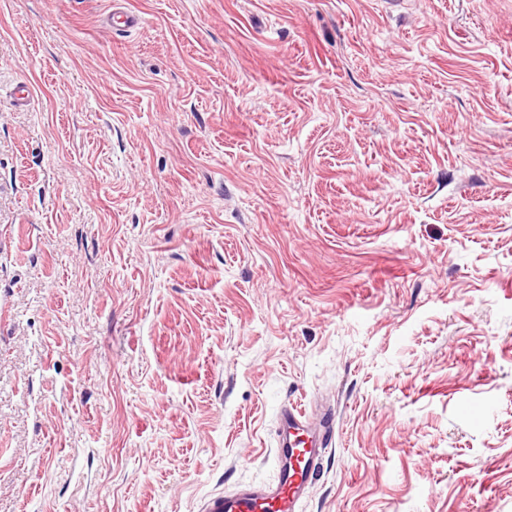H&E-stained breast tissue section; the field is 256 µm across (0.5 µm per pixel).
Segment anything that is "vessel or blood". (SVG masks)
<instances>
[{"instance_id":"1","label":"vessel or blood","mask_w":512,"mask_h":512,"mask_svg":"<svg viewBox=\"0 0 512 512\" xmlns=\"http://www.w3.org/2000/svg\"><path fill=\"white\" fill-rule=\"evenodd\" d=\"M334 433L332 414L314 421L301 407L282 406L276 434V480L215 495L205 503L203 512H301Z\"/></svg>"}]
</instances>
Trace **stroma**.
<instances>
[{
    "label": "stroma",
    "mask_w": 512,
    "mask_h": 512,
    "mask_svg": "<svg viewBox=\"0 0 512 512\" xmlns=\"http://www.w3.org/2000/svg\"><path fill=\"white\" fill-rule=\"evenodd\" d=\"M289 402L304 512H512V0H0V512H202Z\"/></svg>",
    "instance_id": "stroma-1"
}]
</instances>
